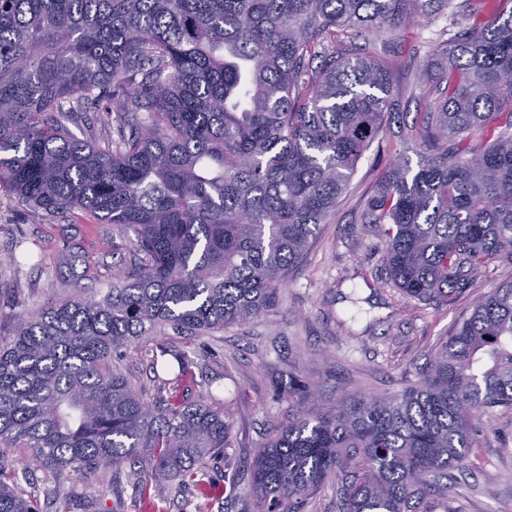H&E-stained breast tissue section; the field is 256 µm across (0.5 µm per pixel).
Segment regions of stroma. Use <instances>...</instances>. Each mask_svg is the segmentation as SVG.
I'll return each instance as SVG.
<instances>
[{
    "label": "stroma",
    "mask_w": 512,
    "mask_h": 512,
    "mask_svg": "<svg viewBox=\"0 0 512 512\" xmlns=\"http://www.w3.org/2000/svg\"><path fill=\"white\" fill-rule=\"evenodd\" d=\"M470 24L464 0H450L409 32L378 39V48L397 63L401 121L414 123L438 100V92L417 86L415 75L435 44ZM402 158L417 163L418 148L387 139L365 153L335 215L290 274L273 312L188 343L164 336L113 352V366L149 397L162 386L155 370L160 346L188 352L198 392L223 400L233 421V446L210 464L209 512H247L246 463L288 416L331 406L345 395L390 397L416 384L477 300L512 280V265L493 262L445 304L407 297L386 281L384 241L363 223L362 213L378 177ZM21 250L28 259L9 261V254ZM72 251L90 260L79 278L66 262ZM139 262L129 236L112 225L77 211L46 221L0 193V336L12 331L18 313L106 291L118 270ZM290 384L296 388L292 397L284 392ZM447 482L455 512H512V410L494 412L478 436L475 462L449 469ZM25 485L37 490L42 512H55L57 488L96 512H147L127 464L103 477L67 472L56 478L35 471Z\"/></svg>",
    "instance_id": "stroma-1"
}]
</instances>
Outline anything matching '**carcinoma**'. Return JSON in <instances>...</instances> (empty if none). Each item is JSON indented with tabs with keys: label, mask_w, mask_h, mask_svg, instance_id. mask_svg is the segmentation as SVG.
Listing matches in <instances>:
<instances>
[{
	"label": "carcinoma",
	"mask_w": 512,
	"mask_h": 512,
	"mask_svg": "<svg viewBox=\"0 0 512 512\" xmlns=\"http://www.w3.org/2000/svg\"><path fill=\"white\" fill-rule=\"evenodd\" d=\"M420 86L445 95L394 137L363 222L401 292L447 301L492 260L512 265V0H466ZM448 0H0V192L43 217L83 211L133 233L141 265L105 294L23 313L0 336V512H41L6 461L54 475L137 467L160 512L170 482L207 512L210 462L232 447L224 408L194 396L176 356L150 403L110 366L155 336L186 340L280 303L289 271L398 111L393 63L336 47L402 30ZM96 105L113 130H71ZM512 408V281L479 301L415 386L344 398L283 424L249 464L252 512H300L336 483L339 512L448 508V470L486 416ZM83 112V117L77 124L71 125L72 132L81 139H92L93 141H103L112 138V128H101L94 123L96 112Z\"/></svg>",
	"instance_id": "obj_1"
}]
</instances>
